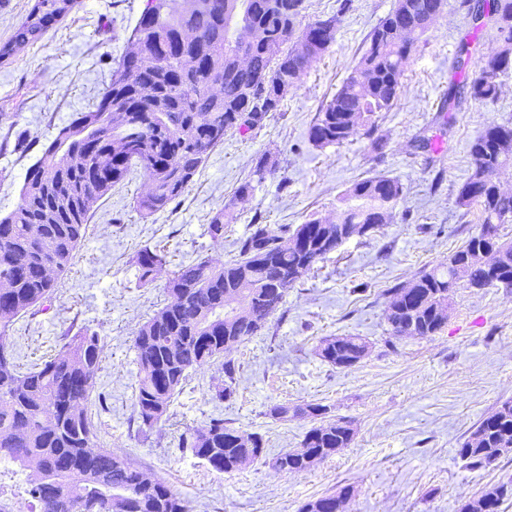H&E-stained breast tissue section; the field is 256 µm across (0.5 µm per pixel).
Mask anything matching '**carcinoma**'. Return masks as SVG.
I'll return each mask as SVG.
<instances>
[{"mask_svg": "<svg viewBox=\"0 0 512 512\" xmlns=\"http://www.w3.org/2000/svg\"><path fill=\"white\" fill-rule=\"evenodd\" d=\"M149 0L133 31V47L118 62L111 82L93 105L52 128L27 169L19 202L0 213V461L28 474V493L38 512H191L188 500L162 479H148L128 459L96 444L97 427L88 404L102 369L99 332L73 317L55 353L23 371L2 342L14 322L49 300L58 277L83 242L92 204L109 194L131 169L139 168L150 190L136 198L144 217L165 211L181 198L208 155L224 143V132H250L280 107L288 89L335 42L351 0L336 13L302 23L303 0H235L237 16L224 15L227 0ZM75 5V0H34L11 39L0 45V61L16 48L40 40ZM443 0H395L367 38L350 69L309 130L315 145H341L358 129L371 134L378 119L396 104L405 66L439 14ZM497 15L499 49L484 66L450 88L448 103L461 94L495 101L501 76L512 72V0H486ZM259 36L244 44L245 65L227 58L241 41V29ZM221 85V92L212 88ZM471 174L460 187L459 206L480 208L482 224L512 217V195L493 176L512 163V123L492 122L469 147ZM272 167L262 157L236 196L249 195ZM339 222L312 217L292 228L251 224L236 242V253L215 267L196 257L177 264L166 283L167 300L138 328L133 347L138 373L132 421L146 435L169 418L189 373L219 364L224 380L211 387L217 402L235 394L238 368L224 359V341L238 345L257 335L279 310L299 276L336 250L355 232L388 223L403 198L399 180L378 174L354 182ZM236 221L233 204L218 209L207 225L215 243ZM133 262L147 285L169 264L164 249L143 248ZM512 288V241L480 231L448 259L389 290L386 320L391 334L429 337L441 330L442 310L458 285ZM369 349L360 336H327L319 358L348 368ZM276 404L270 415L288 417ZM313 418L302 449L273 459L284 474L312 469L349 447L350 422L329 415L318 403L292 410ZM179 447L213 470L232 474L262 459L264 440L245 434L218 415L202 429L188 428ZM512 451V400L485 414L464 439L459 457L470 469L484 468ZM353 495L349 485L308 500L299 512H343ZM512 499V483L494 484L462 503L459 512H499Z\"/></svg>", "mask_w": 512, "mask_h": 512, "instance_id": "carcinoma-1", "label": "carcinoma"}]
</instances>
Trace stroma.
Here are the masks:
<instances>
[{"label":"stroma","instance_id":"stroma-1","mask_svg":"<svg viewBox=\"0 0 512 512\" xmlns=\"http://www.w3.org/2000/svg\"><path fill=\"white\" fill-rule=\"evenodd\" d=\"M395 0H352L336 41L312 63L263 125L230 130L210 153L181 200L164 213L141 217L134 208L148 181L141 170L99 199L87 237L41 312L20 317L6 337L22 363L54 347L72 318L98 329L104 365L98 389L108 406L97 419L101 446L128 456L148 476L168 481L193 512H298L302 503L352 486L345 512H457L489 485L512 481V452L479 470L457 455L477 421L512 400V291L456 288L442 330L426 338L390 340L387 291L445 259L480 229L478 208L457 204L472 170L471 141L490 122L512 123V73L497 101L463 103L443 111L460 39L470 24L460 0L444 7L406 68L404 90L383 113L374 137L356 132L339 146H314L308 131L361 57L367 35ZM146 0H77L35 44L0 63V211L19 201L32 155L7 141L25 132L30 145L49 136L96 100L125 53ZM271 152L278 166L254 192L235 191L256 159ZM374 174L398 178L405 195L388 224L345 241L290 288L259 335L234 348L236 392L212 401L219 365L194 371L169 420L143 437L129 423L137 364L133 336L160 308L169 270L139 287L133 264L145 247L174 257L201 256L220 265L251 224L335 220L347 188ZM233 203L237 220L213 242L206 228L215 211ZM356 335L370 351L349 368L316 353L327 336ZM320 403L350 420L354 438L311 470L283 474L255 462L233 474L213 471L180 447L187 428L213 415L262 435L267 456L297 450L310 418L270 417L276 404ZM0 504L7 512H36L27 476L0 467Z\"/></svg>","mask_w":512,"mask_h":512}]
</instances>
